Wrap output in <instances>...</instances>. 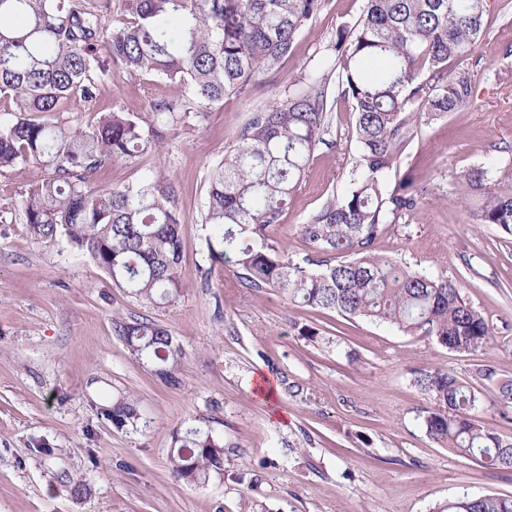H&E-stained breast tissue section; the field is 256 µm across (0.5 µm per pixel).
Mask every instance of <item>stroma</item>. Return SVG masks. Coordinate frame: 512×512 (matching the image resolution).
<instances>
[{
  "instance_id": "1",
  "label": "stroma",
  "mask_w": 512,
  "mask_h": 512,
  "mask_svg": "<svg viewBox=\"0 0 512 512\" xmlns=\"http://www.w3.org/2000/svg\"><path fill=\"white\" fill-rule=\"evenodd\" d=\"M366 0H323L277 71L250 93L228 95L207 120L169 137L161 151L119 159L91 178L95 189L159 175L173 185L182 222L183 289L151 305L113 285L67 243L31 238L22 215L0 223V512H437L463 495L512 496V470L457 455L423 425L429 400L414 372L434 366L481 388L478 424L512 438V409L484 391L479 369L512 378V234L475 223L455 202L454 178L490 168L491 190L512 184V8L485 18L479 53L457 61L472 76L470 107L415 122L398 148L386 189L412 180L419 207L388 225L376 254L449 277L493 332L486 350L461 353L365 318L292 304L239 282L204 246L203 202L211 167L255 111L283 101L302 71L337 77L339 28ZM161 78L138 86L116 71L94 110L71 101L58 113L74 130L112 110L145 113L184 94ZM330 128L291 207L273 231L295 259L310 255L301 226L355 175L353 102L329 92ZM116 316L144 317L182 349L178 386L133 360L112 331ZM270 383L272 396L261 392ZM132 397L137 429L105 414ZM206 421L224 439V476L189 485L170 468L172 434ZM83 480L88 492L73 497Z\"/></svg>"
}]
</instances>
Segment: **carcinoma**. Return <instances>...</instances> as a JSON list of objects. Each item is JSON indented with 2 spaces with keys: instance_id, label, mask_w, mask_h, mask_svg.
Instances as JSON below:
<instances>
[{
  "instance_id": "obj_1",
  "label": "carcinoma",
  "mask_w": 512,
  "mask_h": 512,
  "mask_svg": "<svg viewBox=\"0 0 512 512\" xmlns=\"http://www.w3.org/2000/svg\"><path fill=\"white\" fill-rule=\"evenodd\" d=\"M322 0H122L123 20L110 27L112 0H0V169L46 171L19 201L30 236L61 240L91 256L112 282L138 301L166 304L181 293L182 223L170 186L91 190V175L115 159L156 150L167 135L202 123L226 95L249 92L256 77L276 70ZM495 0H367L353 29L337 32L345 47L340 96L353 101L359 175L302 225L320 258L296 261L271 235L321 144H327L328 77L302 73L280 104L251 115L231 153L212 166L204 220L208 255L233 257L246 288H270L294 303L364 317L428 336L455 351L484 350L485 319L450 278H435L374 253L387 224L411 214L418 191L403 181L383 191L414 119L432 121L472 101V79L449 64L476 53L484 17ZM112 66L130 78L160 77L190 87L192 97L152 101L151 111L107 112L87 130L51 120L72 99L95 105ZM490 169L477 166L457 182V202L487 193L481 224L512 233V187L489 191ZM132 358L167 384L178 383L182 351L169 330L147 318L112 319ZM432 407L428 435L454 453L512 469V440L477 424L473 386L436 367L415 372ZM494 401L512 408V379L496 382ZM119 428L136 426L135 401L117 398L107 411ZM169 457L180 481L224 477V441L206 424L172 436ZM448 512H512V496H464Z\"/></svg>"
}]
</instances>
